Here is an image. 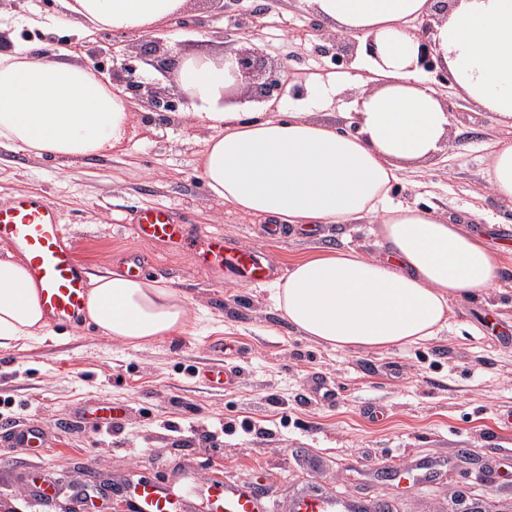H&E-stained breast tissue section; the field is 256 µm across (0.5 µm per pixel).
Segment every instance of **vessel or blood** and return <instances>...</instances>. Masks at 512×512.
<instances>
[{
	"mask_svg": "<svg viewBox=\"0 0 512 512\" xmlns=\"http://www.w3.org/2000/svg\"><path fill=\"white\" fill-rule=\"evenodd\" d=\"M134 231L144 241L186 249L218 283L233 280L262 286L272 276L256 248L243 246L221 233L192 236L187 226L166 209L137 211ZM0 241L25 258L30 277L39 285V302L49 323L77 324L88 304V275L53 204L39 193L21 194L0 203ZM191 484L201 490L193 499L187 494V485L181 483H140L130 491L129 512H279L248 480L214 484L196 475ZM349 509L345 498L316 490L299 492L288 506V512Z\"/></svg>",
	"mask_w": 512,
	"mask_h": 512,
	"instance_id": "vessel-or-blood-1",
	"label": "vessel or blood"
}]
</instances>
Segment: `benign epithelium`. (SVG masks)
<instances>
[{"instance_id":"7a95c632","label":"benign epithelium","mask_w":512,"mask_h":512,"mask_svg":"<svg viewBox=\"0 0 512 512\" xmlns=\"http://www.w3.org/2000/svg\"><path fill=\"white\" fill-rule=\"evenodd\" d=\"M447 8V0H435L434 12L425 16L421 24L422 38L419 44L417 65L431 75L437 87H446L453 83V77L449 76L448 70L441 66L436 53V45L429 37L434 30V21L438 20V15ZM261 17H263L261 10L250 9L238 18V26L252 31L261 26ZM331 41L336 49L337 62L348 64L357 56L360 47L359 40L336 33L332 35ZM163 45L164 38H152L144 63L158 72L162 76V80H169L174 78L179 64L174 62V59L160 54ZM234 59L237 68L231 71L232 76L240 75L250 79V82L244 87L240 85V82H235L224 89V96L228 97L238 92L252 102H269L271 103L270 109H275L285 92V82L282 81V78L274 71L267 72L263 55L256 49L240 50L235 53ZM124 83L127 92L137 99L147 100L156 111H170L174 108V104L162 92L161 80L152 84H144L129 77L124 80Z\"/></svg>"}]
</instances>
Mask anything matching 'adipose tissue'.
Returning <instances> with one entry per match:
<instances>
[{"label":"adipose tissue","mask_w":512,"mask_h":512,"mask_svg":"<svg viewBox=\"0 0 512 512\" xmlns=\"http://www.w3.org/2000/svg\"><path fill=\"white\" fill-rule=\"evenodd\" d=\"M337 33L374 40L361 56L371 84L352 103L350 133L292 112L224 109V67L184 60L175 80L190 92L193 124L211 129L201 155L218 200L271 224L315 228L371 217L385 250H336L299 261L272 283L288 324L337 349L374 350L425 341L452 329L456 307L488 293L501 258L468 217L394 202L404 165L448 143L449 116L416 65L415 20L431 0H302ZM186 0H71L103 27L145 32L182 12ZM460 94L512 128V0H450L431 34ZM126 99L86 68L0 49V143L38 157L79 159L129 138ZM86 324L139 344L184 330L188 310L172 288L119 272L91 277ZM38 287L12 253L0 255V347L45 335Z\"/></svg>","instance_id":"obj_1"}]
</instances>
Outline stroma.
<instances>
[{"mask_svg":"<svg viewBox=\"0 0 512 512\" xmlns=\"http://www.w3.org/2000/svg\"><path fill=\"white\" fill-rule=\"evenodd\" d=\"M258 3L263 27L239 29L240 13ZM63 11L60 0H0V24L13 45L81 65L103 82L131 65L136 79H156L141 62L146 33L84 21L50 28ZM182 16L186 27L166 25L177 55L220 59L256 47L267 67L297 86L276 118L301 107L309 78L346 72L347 87L312 116L352 126L366 73L337 65L325 49L332 28L300 0H230L224 9L216 0H187ZM164 88L174 114L155 115L130 100L131 139L105 155L63 162L0 145V201L44 194L90 274L118 270L126 253L141 252L146 277L175 289L191 318L184 332L136 348L83 323L0 347V440L29 425L46 440L10 449L0 462V512H43L22 482L29 473L61 479L59 512H85L77 489H97L104 505L121 507L122 487L143 478L164 484L184 469L218 481L250 478L276 500L315 487L381 502L390 512H467L471 505L512 512V201L495 197L485 178L495 143L511 140L512 131L449 90L450 147L400 171L393 189L395 201L444 214L476 208L475 227L504 250L500 291L459 304L456 328L433 339L340 350L290 327L269 287L214 285L186 253L134 237L136 210L167 206L194 234L221 231L258 249L279 277L338 248L382 251L364 221L267 238L263 219L209 193L199 159L211 132L188 123L193 103L184 90ZM218 359L239 371L236 385H209L204 372ZM318 380L332 389L330 402L314 399ZM372 407L382 417L369 419ZM423 458L443 464L426 488L386 480Z\"/></svg>","mask_w":512,"mask_h":512,"instance_id":"obj_1","label":"stroma"}]
</instances>
